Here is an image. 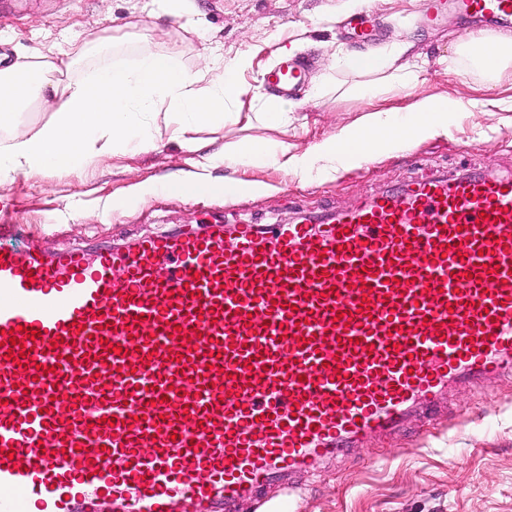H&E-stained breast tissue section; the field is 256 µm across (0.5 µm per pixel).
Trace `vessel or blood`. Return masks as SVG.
Here are the masks:
<instances>
[{
    "label": "vessel or blood",
    "mask_w": 512,
    "mask_h": 512,
    "mask_svg": "<svg viewBox=\"0 0 512 512\" xmlns=\"http://www.w3.org/2000/svg\"><path fill=\"white\" fill-rule=\"evenodd\" d=\"M512 24V0H448ZM285 59L268 82L292 93ZM0 224V512H238L512 372V171L298 224L42 249Z\"/></svg>",
    "instance_id": "1"
}]
</instances>
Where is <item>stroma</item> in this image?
Returning a JSON list of instances; mask_svg holds the SVG:
<instances>
[{
  "label": "stroma",
  "instance_id": "stroma-1",
  "mask_svg": "<svg viewBox=\"0 0 512 512\" xmlns=\"http://www.w3.org/2000/svg\"><path fill=\"white\" fill-rule=\"evenodd\" d=\"M424 0H366L364 13L379 18L373 40L354 36L350 13L326 17L337 0H192L203 22L151 16V0H0V53L31 47L51 59L68 54L73 75L140 54L176 51L189 72L204 70L213 49L225 57L249 54L239 76L246 92L226 103V122L199 131L215 145L244 138L285 140L303 150L335 135L338 127L377 110L409 104L425 95L494 99L493 111L463 112L447 136L384 154L334 177L304 182L278 166L238 169L235 196L216 191L185 199L156 192L140 198L134 187L192 171L175 142L158 149L110 157L80 174H14L0 185V216L46 230L52 251L110 246L178 227L224 221L286 224L302 215L348 205L363 195L409 183L429 173L493 172L512 168V66L494 85L476 74L448 71L452 55L469 32L453 24H424ZM306 40L295 57L307 75L294 96L284 129L259 120L276 92L266 76L282 60L281 49ZM410 41L423 80L411 90L383 89L364 98L355 88L364 78L329 67L326 48H382ZM322 94L309 100L313 87ZM300 512H512V376L502 375L476 391L459 387L448 395V418L424 419L418 427L369 439L352 456L302 475Z\"/></svg>",
  "mask_w": 512,
  "mask_h": 512
}]
</instances>
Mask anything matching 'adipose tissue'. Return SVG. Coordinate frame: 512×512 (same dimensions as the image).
<instances>
[{"label": "adipose tissue", "mask_w": 512, "mask_h": 512, "mask_svg": "<svg viewBox=\"0 0 512 512\" xmlns=\"http://www.w3.org/2000/svg\"><path fill=\"white\" fill-rule=\"evenodd\" d=\"M412 47L409 41L367 51L340 47L334 57L339 67L382 76L386 83L404 89L420 80L419 65L406 61ZM465 60L486 81H495L512 66V35L471 32L468 42L446 64L456 71ZM249 66L250 58L243 53L193 74L185 70L177 53L147 52L130 66L113 63L76 79L55 80L49 76L53 62L41 53L20 50L12 57L0 55V133L8 135L6 143H0V183L19 172L79 173L131 148L155 149L163 133L204 169L236 170L273 163L299 179L324 180L373 155L445 136L458 113L480 105L476 99L424 96L402 108L372 111L303 151L288 142L264 138L211 149L209 141L197 133L223 122L224 104L242 94L238 77ZM38 99L51 102L49 119L18 129L20 112ZM159 103L168 107L165 129L134 119L137 110Z\"/></svg>", "instance_id": "obj_1"}]
</instances>
